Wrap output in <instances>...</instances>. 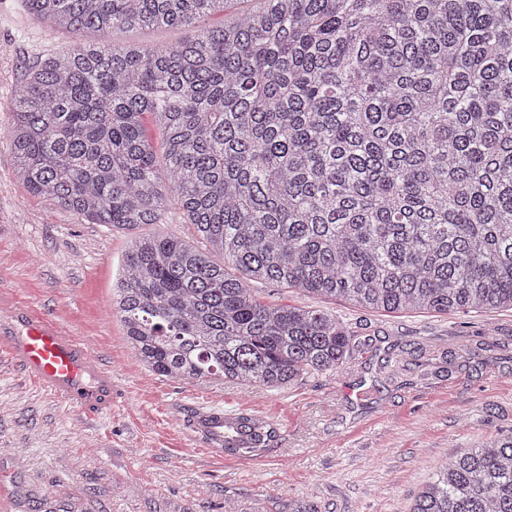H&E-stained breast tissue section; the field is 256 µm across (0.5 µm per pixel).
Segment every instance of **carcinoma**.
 Instances as JSON below:
<instances>
[{
  "instance_id": "cac0c4a2",
  "label": "carcinoma",
  "mask_w": 512,
  "mask_h": 512,
  "mask_svg": "<svg viewBox=\"0 0 512 512\" xmlns=\"http://www.w3.org/2000/svg\"><path fill=\"white\" fill-rule=\"evenodd\" d=\"M23 2L95 38L27 71L18 178L91 224H162L176 205L206 243L135 237L112 285L154 373L270 389L338 374L343 322L252 282L385 313L512 310V0H263L159 48L111 34L192 27L230 0ZM199 425L244 458L277 437L246 413ZM409 512H512V436L440 462Z\"/></svg>"
}]
</instances>
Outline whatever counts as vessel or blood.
Returning <instances> with one entry per match:
<instances>
[{"label":"vessel or blood","mask_w":512,"mask_h":512,"mask_svg":"<svg viewBox=\"0 0 512 512\" xmlns=\"http://www.w3.org/2000/svg\"><path fill=\"white\" fill-rule=\"evenodd\" d=\"M12 319L10 330L0 334V352L70 406L90 409L104 402L112 375L76 339L29 311H16Z\"/></svg>","instance_id":"obj_1"}]
</instances>
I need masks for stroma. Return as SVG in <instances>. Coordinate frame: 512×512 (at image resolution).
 Segmentation results:
<instances>
[{"label":"stroma","mask_w":512,"mask_h":512,"mask_svg":"<svg viewBox=\"0 0 512 512\" xmlns=\"http://www.w3.org/2000/svg\"><path fill=\"white\" fill-rule=\"evenodd\" d=\"M70 34L0 0V324L41 312L112 371V407L89 417L0 355V512H408L437 464L512 434V310L386 314L263 285L271 304L322 310L356 349L336 376L276 390L160 377L110 308L130 231L33 195L6 127L33 62ZM248 413L278 436L235 458L200 416Z\"/></svg>","instance_id":"obj_1"}]
</instances>
